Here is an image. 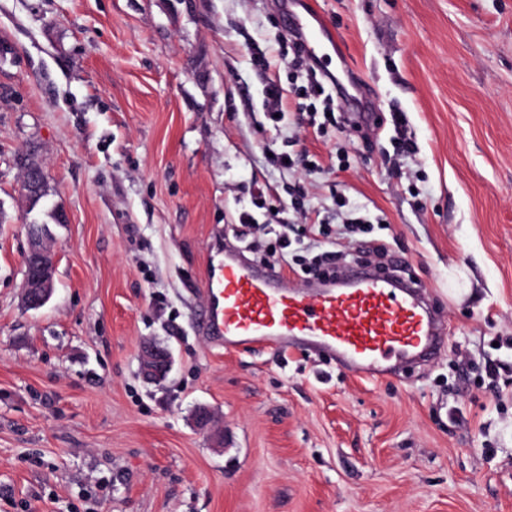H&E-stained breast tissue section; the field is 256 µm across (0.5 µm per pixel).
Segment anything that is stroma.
<instances>
[{
    "instance_id": "35a3bbf8",
    "label": "stroma",
    "mask_w": 512,
    "mask_h": 512,
    "mask_svg": "<svg viewBox=\"0 0 512 512\" xmlns=\"http://www.w3.org/2000/svg\"><path fill=\"white\" fill-rule=\"evenodd\" d=\"M287 12L364 80L335 105L379 114L368 139L269 119L268 80L294 97ZM339 149L335 173L268 161ZM296 187L358 208L354 246L390 242L447 356L365 380L198 334L215 230L246 211L283 232ZM33 222L57 254L36 311ZM150 341L174 358L158 385ZM0 512H512V0H0ZM28 224L30 263L25 266L22 302L25 309L38 310L52 297L56 273L55 253L45 244L47 225L42 224V233ZM141 371L146 380L160 383L166 380L173 365L172 353L168 347L157 343H146L140 354Z\"/></svg>"
}]
</instances>
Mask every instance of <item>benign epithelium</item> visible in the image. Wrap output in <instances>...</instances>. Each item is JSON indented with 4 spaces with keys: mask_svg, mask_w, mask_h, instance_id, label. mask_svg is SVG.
Wrapping results in <instances>:
<instances>
[{
    "mask_svg": "<svg viewBox=\"0 0 512 512\" xmlns=\"http://www.w3.org/2000/svg\"><path fill=\"white\" fill-rule=\"evenodd\" d=\"M45 180L44 170L34 169L24 183L23 193L32 200L39 195V188ZM30 263L25 266L22 302L27 310L42 308L54 292L56 273L55 253L45 244L48 235L47 225L37 230L28 225ZM141 371L146 380L160 383L166 380L173 365L172 353L168 347L157 343L145 344L140 354Z\"/></svg>",
    "mask_w": 512,
    "mask_h": 512,
    "instance_id": "1",
    "label": "benign epithelium"
}]
</instances>
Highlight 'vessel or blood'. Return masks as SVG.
I'll use <instances>...</instances> for the list:
<instances>
[{"label": "vessel or blood", "mask_w": 512, "mask_h": 512, "mask_svg": "<svg viewBox=\"0 0 512 512\" xmlns=\"http://www.w3.org/2000/svg\"><path fill=\"white\" fill-rule=\"evenodd\" d=\"M203 294L198 332L215 346L325 351L365 379L434 360L448 343L421 284L355 267L299 290L220 231L208 248Z\"/></svg>", "instance_id": "1"}]
</instances>
